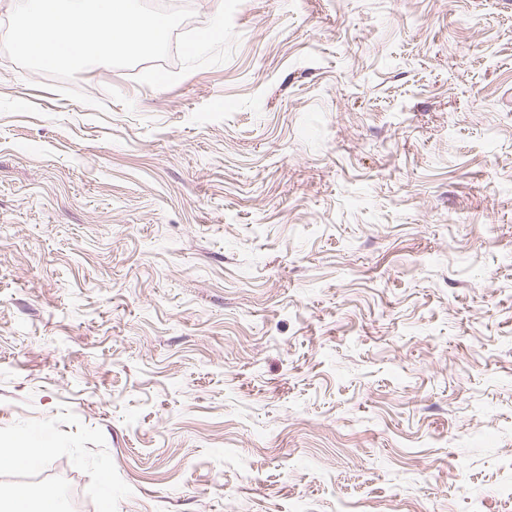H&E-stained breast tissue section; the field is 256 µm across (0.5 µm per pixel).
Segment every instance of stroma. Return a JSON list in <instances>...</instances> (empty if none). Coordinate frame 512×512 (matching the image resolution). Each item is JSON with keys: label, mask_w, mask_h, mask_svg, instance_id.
Wrapping results in <instances>:
<instances>
[{"label": "stroma", "mask_w": 512, "mask_h": 512, "mask_svg": "<svg viewBox=\"0 0 512 512\" xmlns=\"http://www.w3.org/2000/svg\"><path fill=\"white\" fill-rule=\"evenodd\" d=\"M193 3L86 104L0 51V484L512 512V0ZM52 448L42 445L39 448H31L27 444H20L15 448H9L0 453V466H15L29 462L35 456H43L49 453Z\"/></svg>", "instance_id": "1"}]
</instances>
